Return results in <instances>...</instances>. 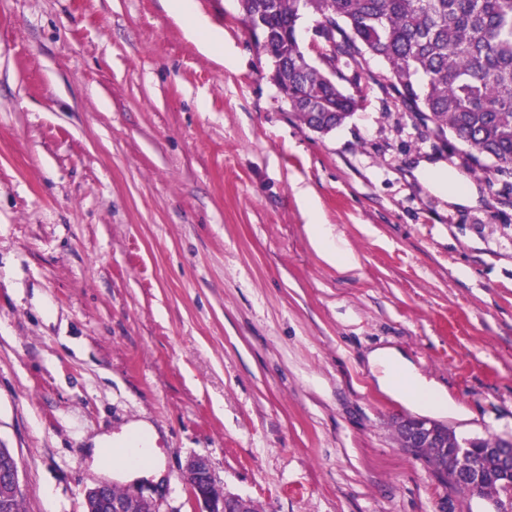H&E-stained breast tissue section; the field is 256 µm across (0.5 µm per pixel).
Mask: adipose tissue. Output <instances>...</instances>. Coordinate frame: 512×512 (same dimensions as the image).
<instances>
[{
    "label": "adipose tissue",
    "mask_w": 512,
    "mask_h": 512,
    "mask_svg": "<svg viewBox=\"0 0 512 512\" xmlns=\"http://www.w3.org/2000/svg\"><path fill=\"white\" fill-rule=\"evenodd\" d=\"M306 212L310 218L308 231L315 247L337 266L347 268L354 259L347 246L335 240L331 229L317 223V207L312 191L302 193ZM372 370L381 388L414 407H434L440 410H456V403L444 389L428 383L415 368L390 349H378L369 356ZM110 440L95 443L94 459L98 468L112 471L123 477H133L153 470L152 454L147 448H123L119 457H112Z\"/></svg>",
    "instance_id": "1"
}]
</instances>
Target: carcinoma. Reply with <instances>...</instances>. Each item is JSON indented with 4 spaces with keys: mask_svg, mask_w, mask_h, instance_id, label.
I'll list each match as a JSON object with an SVG mask.
<instances>
[{
    "mask_svg": "<svg viewBox=\"0 0 512 512\" xmlns=\"http://www.w3.org/2000/svg\"><path fill=\"white\" fill-rule=\"evenodd\" d=\"M249 31L260 30L264 54L288 90V107L306 128L330 132L358 99L340 82L358 83L365 56L388 65L377 80L437 138L452 134L471 163L512 170V0H240ZM317 17L322 66L302 51L303 15ZM454 488L496 498L495 483ZM0 512H23L22 492L0 480Z\"/></svg>",
    "mask_w": 512,
    "mask_h": 512,
    "instance_id": "carcinoma-1",
    "label": "carcinoma"
}]
</instances>
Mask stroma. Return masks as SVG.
I'll list each match as a JSON object with an SVG mask.
<instances>
[{"instance_id":"35a3bbf8","label":"stroma","mask_w":512,"mask_h":512,"mask_svg":"<svg viewBox=\"0 0 512 512\" xmlns=\"http://www.w3.org/2000/svg\"><path fill=\"white\" fill-rule=\"evenodd\" d=\"M0 0V446L24 512H84L87 454L156 428L157 512H198L207 457L260 512H491L401 448L416 411L369 365L398 351L465 409L416 413L512 440V173L472 167L363 65L328 134L270 83L239 0ZM470 179L449 203L420 162ZM347 243L312 245L299 189Z\"/></svg>"}]
</instances>
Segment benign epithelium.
<instances>
[{
  "label": "benign epithelium",
  "instance_id": "7a95c632",
  "mask_svg": "<svg viewBox=\"0 0 512 512\" xmlns=\"http://www.w3.org/2000/svg\"><path fill=\"white\" fill-rule=\"evenodd\" d=\"M401 447L417 458L424 457L422 449L441 448L442 455L432 460L435 473L445 482L454 484L466 479L477 488L489 481L498 482L503 493L493 502V512H512V442L480 437L462 438L453 434L447 425L427 417L408 416L395 424ZM467 456L474 461L472 468L462 472L456 466L458 458ZM11 475L16 488H21L19 466L14 452L0 448V474ZM184 481L200 512H252V501L224 491L214 478L206 458H191L185 468ZM139 496L111 494V486L103 483L85 493L87 512H133Z\"/></svg>",
  "mask_w": 512,
  "mask_h": 512
}]
</instances>
